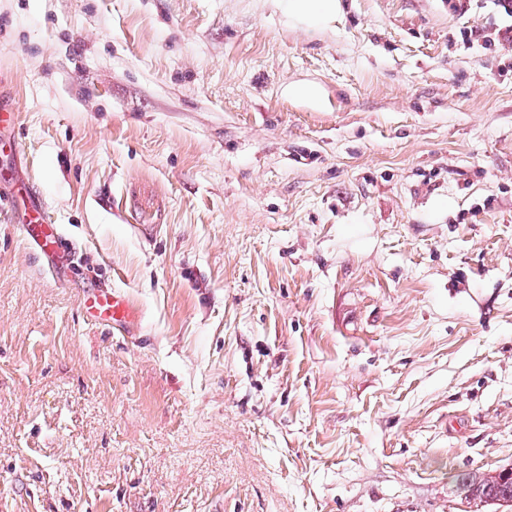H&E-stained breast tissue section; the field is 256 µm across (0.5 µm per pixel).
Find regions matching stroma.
<instances>
[{
	"label": "stroma",
	"mask_w": 512,
	"mask_h": 512,
	"mask_svg": "<svg viewBox=\"0 0 512 512\" xmlns=\"http://www.w3.org/2000/svg\"><path fill=\"white\" fill-rule=\"evenodd\" d=\"M491 0H0V512H512ZM127 293L136 339L88 320ZM339 0H289L288 10L301 16L317 20L337 12ZM28 221L20 228L26 241L37 248L48 259L53 271H59L68 260L63 246V236L58 225L48 224L44 216V203L36 191L27 193Z\"/></svg>",
	"instance_id": "1"
}]
</instances>
